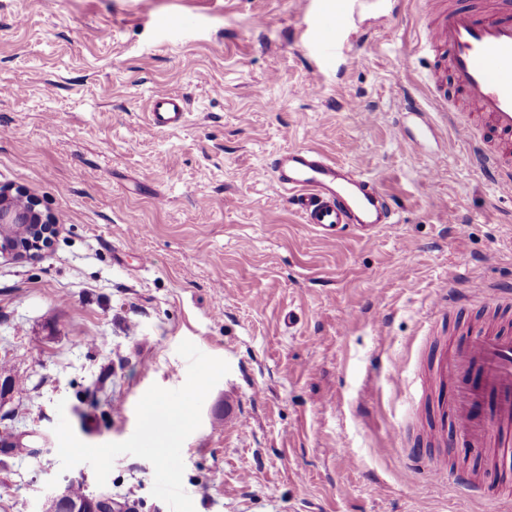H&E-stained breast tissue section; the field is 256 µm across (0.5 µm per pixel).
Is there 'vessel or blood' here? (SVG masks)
Masks as SVG:
<instances>
[{
  "label": "vessel or blood",
  "instance_id": "obj_1",
  "mask_svg": "<svg viewBox=\"0 0 512 512\" xmlns=\"http://www.w3.org/2000/svg\"><path fill=\"white\" fill-rule=\"evenodd\" d=\"M361 0H323L309 42L328 57L338 55ZM430 48L438 86L434 102L448 109V95H461L475 127L468 134L469 155L478 170L505 190H512V8L493 11L459 9L434 0ZM182 100L155 93L149 103L153 128L174 129L185 120ZM274 181L289 192L303 223L325 239L340 227L378 232L394 222L395 210L375 181L356 168L325 157L312 147L278 155L271 167ZM459 302H478L487 315L512 314V290L471 286ZM434 375L452 380L451 410L457 432L483 452L494 430L512 428V328L476 324L441 355ZM436 480L452 481L475 498L490 497L512 512V489L491 488L463 470L435 471Z\"/></svg>",
  "mask_w": 512,
  "mask_h": 512
}]
</instances>
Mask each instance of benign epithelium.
I'll return each mask as SVG.
<instances>
[{"label": "benign epithelium", "instance_id": "7a95c632", "mask_svg": "<svg viewBox=\"0 0 512 512\" xmlns=\"http://www.w3.org/2000/svg\"><path fill=\"white\" fill-rule=\"evenodd\" d=\"M24 191L0 189V256L36 258L50 247L56 227Z\"/></svg>", "mask_w": 512, "mask_h": 512}]
</instances>
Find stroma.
<instances>
[{"label": "stroma", "mask_w": 512, "mask_h": 512, "mask_svg": "<svg viewBox=\"0 0 512 512\" xmlns=\"http://www.w3.org/2000/svg\"><path fill=\"white\" fill-rule=\"evenodd\" d=\"M432 19L427 0H377L328 59L310 0H0V187L58 226L39 258H0L19 381L0 429L35 449L0 453V512H41L54 477L169 512L143 458L102 486L89 464L61 471L53 428L128 439L152 385L185 383V340L230 366L182 447L195 512H499L430 476L512 483L430 426L435 361L484 319L456 293L512 285V193L429 104ZM160 90L184 97L182 128H148ZM300 146L374 178L397 224L333 241L304 224L270 170Z\"/></svg>", "instance_id": "35a3bbf8"}]
</instances>
